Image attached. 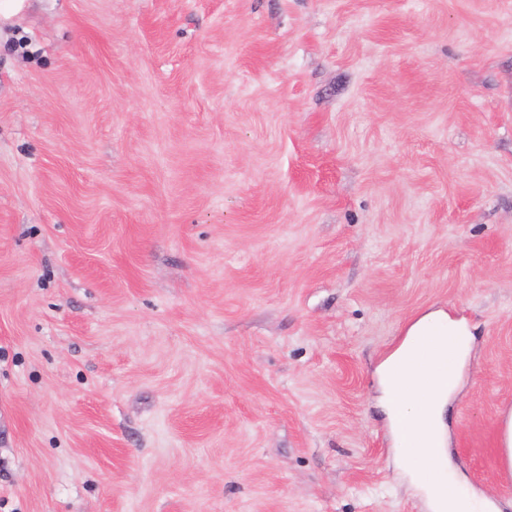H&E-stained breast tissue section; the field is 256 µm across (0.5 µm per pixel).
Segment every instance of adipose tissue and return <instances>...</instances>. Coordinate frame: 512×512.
Masks as SVG:
<instances>
[{
    "instance_id": "ef3b65f1",
    "label": "adipose tissue",
    "mask_w": 512,
    "mask_h": 512,
    "mask_svg": "<svg viewBox=\"0 0 512 512\" xmlns=\"http://www.w3.org/2000/svg\"><path fill=\"white\" fill-rule=\"evenodd\" d=\"M471 350L465 321L435 310L417 318L376 368L379 405L406 472L425 489L430 512H501L463 490L445 451L446 409Z\"/></svg>"
}]
</instances>
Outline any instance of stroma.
I'll use <instances>...</instances> for the list:
<instances>
[{
	"mask_svg": "<svg viewBox=\"0 0 512 512\" xmlns=\"http://www.w3.org/2000/svg\"><path fill=\"white\" fill-rule=\"evenodd\" d=\"M438 309L512 512V0L0 15V512H429L373 372Z\"/></svg>",
	"mask_w": 512,
	"mask_h": 512,
	"instance_id": "1",
	"label": "stroma"
}]
</instances>
